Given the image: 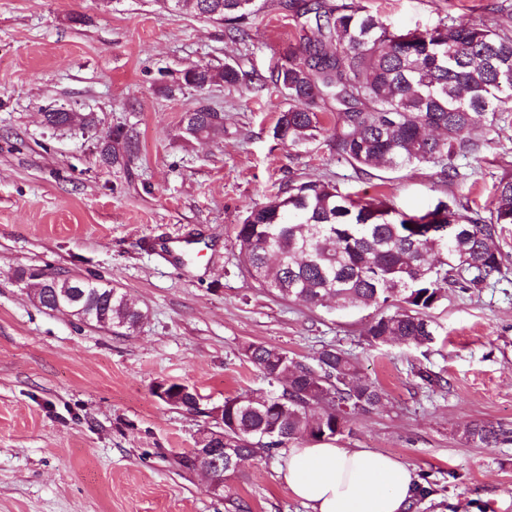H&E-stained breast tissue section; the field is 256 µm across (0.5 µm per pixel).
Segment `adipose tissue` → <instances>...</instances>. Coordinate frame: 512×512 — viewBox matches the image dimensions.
Here are the masks:
<instances>
[{"instance_id":"1","label":"adipose tissue","mask_w":512,"mask_h":512,"mask_svg":"<svg viewBox=\"0 0 512 512\" xmlns=\"http://www.w3.org/2000/svg\"><path fill=\"white\" fill-rule=\"evenodd\" d=\"M280 476L309 512H407L421 486L394 456L328 442L288 448Z\"/></svg>"}]
</instances>
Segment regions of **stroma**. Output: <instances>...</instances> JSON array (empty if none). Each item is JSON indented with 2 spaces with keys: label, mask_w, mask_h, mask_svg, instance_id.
<instances>
[{
  "label": "stroma",
  "mask_w": 512,
  "mask_h": 512,
  "mask_svg": "<svg viewBox=\"0 0 512 512\" xmlns=\"http://www.w3.org/2000/svg\"><path fill=\"white\" fill-rule=\"evenodd\" d=\"M287 0H259L248 36L166 8L163 0H0V512H308L279 478L283 451L245 461L223 491L185 467L208 408L268 381L243 356L263 344L311 361L349 354L384 399L355 415L339 448H369L414 468L433 492L408 512H512V443L486 447L462 429L512 428V224L501 274L451 288L430 312L434 343L370 346L377 308L284 300L246 273L235 237L247 211L290 180L318 178L413 213L437 200L488 206L512 170V114L471 137L478 156L393 171L359 170L336 151V109L294 151L273 128L288 102L268 79L302 20ZM384 27L423 29L465 15L512 29V0H363ZM238 62L255 80L169 97L191 66ZM224 115L220 138L184 139L185 112ZM93 113L96 125L51 128L44 112ZM134 130L138 147L105 165L99 145ZM103 278L145 313L128 331L40 307L19 270ZM444 377L429 388L417 367ZM194 388L202 412L154 386Z\"/></svg>",
  "instance_id": "obj_1"
}]
</instances>
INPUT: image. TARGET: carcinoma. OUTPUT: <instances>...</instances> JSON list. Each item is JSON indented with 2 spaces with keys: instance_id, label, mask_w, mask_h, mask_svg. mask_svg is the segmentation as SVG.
Wrapping results in <instances>:
<instances>
[{
  "instance_id": "obj_1",
  "label": "carcinoma",
  "mask_w": 512,
  "mask_h": 512,
  "mask_svg": "<svg viewBox=\"0 0 512 512\" xmlns=\"http://www.w3.org/2000/svg\"><path fill=\"white\" fill-rule=\"evenodd\" d=\"M174 6L224 25L228 35L246 36L243 23L256 0H171ZM302 26L299 44L283 49L271 75L289 101L279 112L274 136L302 150L321 130L318 107L336 101V148L360 170L383 164L416 168L455 157H473L480 146L469 136L512 112V32L450 16L430 29L393 32L379 25L362 0L328 5L289 4ZM246 73L226 63L220 70L189 67L177 88L202 91L214 82L239 85ZM46 125L88 128L91 114L53 109ZM185 135L216 138L224 117L200 105L183 118ZM132 131L118 129L100 144L107 165L119 151L132 152ZM512 224V173L493 186L488 216L469 214L457 203L437 201L409 214L383 198L363 199L330 181L299 179L281 196L251 208L235 244L249 276L283 299L319 305L334 298L342 306L397 301L392 313L373 318L366 330L371 346L398 341L432 343L438 326L428 315L457 278L479 284L499 273L502 225ZM61 292L75 294L74 316L100 325L129 328L144 318L127 294L101 278L57 276L37 301L56 309ZM245 357L276 392L224 399V447L233 472L241 462L292 441L334 438L351 432V417L383 399V391L360 376L357 364L336 348L311 362L273 346L251 344ZM466 439L487 447L512 442V429L473 423Z\"/></svg>"
}]
</instances>
